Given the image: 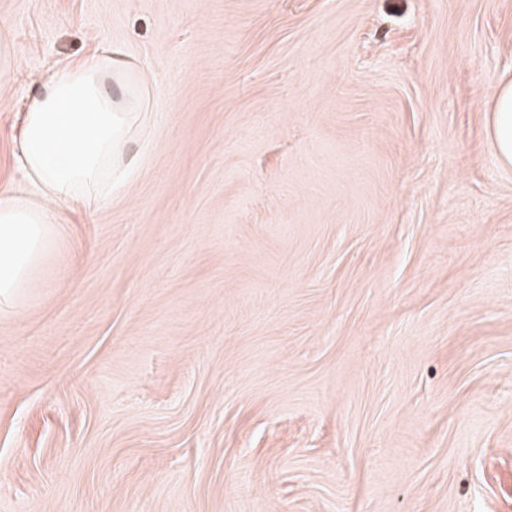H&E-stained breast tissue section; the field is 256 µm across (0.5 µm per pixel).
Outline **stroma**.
I'll return each mask as SVG.
<instances>
[{
	"label": "stroma",
	"mask_w": 512,
	"mask_h": 512,
	"mask_svg": "<svg viewBox=\"0 0 512 512\" xmlns=\"http://www.w3.org/2000/svg\"><path fill=\"white\" fill-rule=\"evenodd\" d=\"M1 35L0 186L59 62L112 51L138 122L0 310V512H512V0H0ZM491 132L500 164L512 166V80L502 81L495 94Z\"/></svg>",
	"instance_id": "obj_1"
}]
</instances>
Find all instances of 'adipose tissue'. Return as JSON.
Instances as JSON below:
<instances>
[{
    "mask_svg": "<svg viewBox=\"0 0 512 512\" xmlns=\"http://www.w3.org/2000/svg\"><path fill=\"white\" fill-rule=\"evenodd\" d=\"M120 65L103 54L59 64L23 117L22 182L0 190V306L35 287L59 240L60 214L111 196L131 170L135 115ZM491 132L500 164L511 167V79L497 88Z\"/></svg>",
    "mask_w": 512,
    "mask_h": 512,
    "instance_id": "ef3b65f1",
    "label": "adipose tissue"
}]
</instances>
